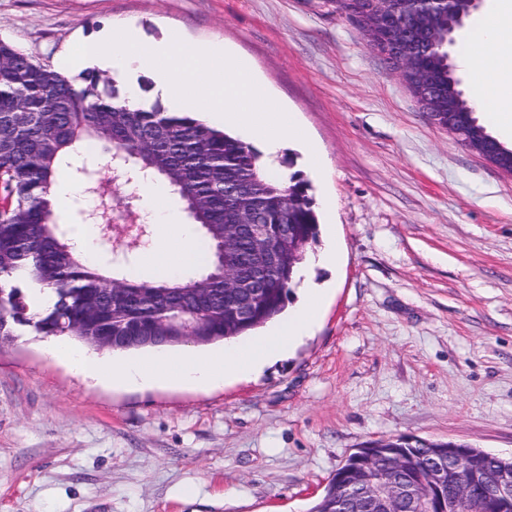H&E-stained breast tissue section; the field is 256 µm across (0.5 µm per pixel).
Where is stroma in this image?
Listing matches in <instances>:
<instances>
[{
    "label": "stroma",
    "instance_id": "1",
    "mask_svg": "<svg viewBox=\"0 0 512 512\" xmlns=\"http://www.w3.org/2000/svg\"><path fill=\"white\" fill-rule=\"evenodd\" d=\"M244 56L318 146L285 142L335 237L309 336L207 388L95 383L55 338L0 345V512H308L356 448L399 435L512 457V175L422 109L334 0H0L45 62L116 20Z\"/></svg>",
    "mask_w": 512,
    "mask_h": 512
}]
</instances>
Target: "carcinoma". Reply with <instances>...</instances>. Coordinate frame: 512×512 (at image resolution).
Instances as JSON below:
<instances>
[{"instance_id":"1","label":"carcinoma","mask_w":512,"mask_h":512,"mask_svg":"<svg viewBox=\"0 0 512 512\" xmlns=\"http://www.w3.org/2000/svg\"><path fill=\"white\" fill-rule=\"evenodd\" d=\"M409 41L433 46L416 52L418 66L437 94V111H453L467 127L484 130L448 64V16H425L409 0H390ZM94 139L104 151L122 150L131 178H159L200 226L209 261L200 273L177 281L142 282L83 262L67 234L51 195L58 165L71 151ZM307 184L298 175L272 178L261 155L236 136L209 125L192 112H175L159 101L130 109L104 74L83 70L73 78L0 39V342L22 330L37 336L68 337L106 349L114 336H181L180 325L164 320L182 315L196 322L197 347L250 335L280 317L288 306L299 265L288 266L278 238L290 227L300 253L317 241L319 220ZM267 228L256 245L251 225ZM240 254L236 274L252 280L251 320L228 297L217 256L224 238ZM428 458L401 474L427 481ZM336 479L310 512H326L335 499Z\"/></svg>"}]
</instances>
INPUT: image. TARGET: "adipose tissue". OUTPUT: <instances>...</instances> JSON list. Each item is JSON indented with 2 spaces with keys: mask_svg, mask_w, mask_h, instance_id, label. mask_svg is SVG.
Instances as JSON below:
<instances>
[{
  "mask_svg": "<svg viewBox=\"0 0 512 512\" xmlns=\"http://www.w3.org/2000/svg\"><path fill=\"white\" fill-rule=\"evenodd\" d=\"M460 60L479 90L477 103L486 122L501 136L512 138V0H489L486 13L460 45ZM138 191L148 200L149 218L161 233L148 259L151 271L184 277L199 270L208 260V251L195 225L182 223L169 210L163 185L145 181L139 184ZM323 298V290L311 289L308 301L295 309L286 322L272 323L248 346L231 342L219 353L187 350L176 355L156 353L147 359L115 357L96 361L63 346L56 354L99 383L205 387L229 376L258 373L289 351L310 333Z\"/></svg>",
  "mask_w": 512,
  "mask_h": 512,
  "instance_id": "1",
  "label": "adipose tissue"
}]
</instances>
